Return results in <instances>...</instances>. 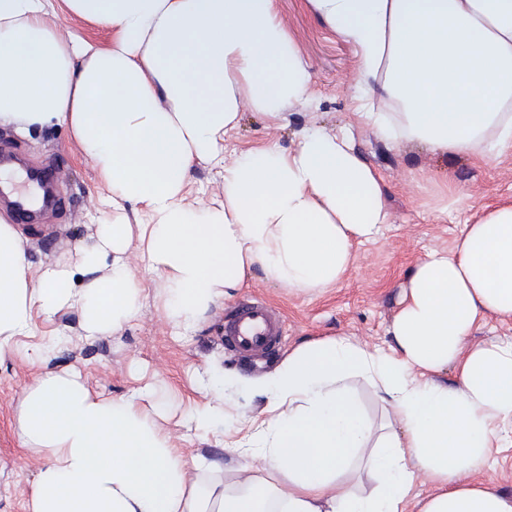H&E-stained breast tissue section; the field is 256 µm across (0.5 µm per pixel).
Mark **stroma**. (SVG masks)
Returning <instances> with one entry per match:
<instances>
[{"mask_svg":"<svg viewBox=\"0 0 512 512\" xmlns=\"http://www.w3.org/2000/svg\"><path fill=\"white\" fill-rule=\"evenodd\" d=\"M278 10L310 65L315 101L275 123L243 107L226 137L224 156L231 161L268 142L290 150L303 131L347 129L356 150L383 179L389 218L381 234L355 243L341 279L318 290H292L269 279L260 267H252L242 288L204 314L189 341L173 336L160 308V281L144 271L134 242L127 249L129 269L144 288L143 313L137 321L109 336L84 342L78 338V309L50 320L40 315L34 318L36 336L66 338L51 355L49 368L80 370L93 392L117 400L146 385L165 384L169 398L159 423L186 455L212 462L211 470L197 475L202 485L240 465L232 446L246 434L250 420L264 418L268 399L259 385L282 363L277 357L253 368L225 351L220 328L226 308L249 296L279 307L286 319L284 355L304 343L329 337L348 339L369 352H391L395 346L391 325L402 306L409 271L430 252L452 251L464 226L475 223L486 204L512 202V154L480 165L463 156L434 153L419 142L381 139L360 117L353 99L360 80L355 49L318 23L304 0H278ZM0 149L51 174L56 184L58 207L43 211L36 220H23L0 203V215L27 238L32 267L77 263L81 247L95 238L99 223L108 218L100 204L106 189L93 160L64 127L28 135L0 127ZM215 365L233 375L237 383L225 392L223 424L216 433L201 435L190 430L189 417L195 407L206 403L200 379ZM34 374V368L19 357L0 364V512H25L41 465L40 456L20 447L12 430Z\"/></svg>","mask_w":512,"mask_h":512,"instance_id":"obj_1","label":"stroma"}]
</instances>
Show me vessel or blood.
Wrapping results in <instances>:
<instances>
[{
    "instance_id": "1",
    "label": "vessel or blood",
    "mask_w": 512,
    "mask_h": 512,
    "mask_svg": "<svg viewBox=\"0 0 512 512\" xmlns=\"http://www.w3.org/2000/svg\"><path fill=\"white\" fill-rule=\"evenodd\" d=\"M0 194L11 196L20 212L27 210L35 199L30 184L22 180L0 178ZM282 337V319L264 300L254 297L240 301L224 315V348L240 357L277 355Z\"/></svg>"
}]
</instances>
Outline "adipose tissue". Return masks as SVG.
I'll use <instances>...</instances> for the list:
<instances>
[{"label": "adipose tissue", "instance_id": "obj_1", "mask_svg": "<svg viewBox=\"0 0 512 512\" xmlns=\"http://www.w3.org/2000/svg\"><path fill=\"white\" fill-rule=\"evenodd\" d=\"M112 29L110 48L61 34L49 0H0V127H68L111 192L112 219L77 264L32 269L26 239L0 217V364L33 331V315L76 308L85 339L141 314L140 260L165 290L176 335L196 333L210 306L252 266L296 290L337 282L353 240L388 221L382 179L342 134L307 130L293 150L274 142L224 161V137L243 105L277 119L311 99L308 64L277 0H68ZM314 16L358 50L362 86L380 84L395 112L365 111L389 141L487 163L512 153V0H307ZM224 167V200L185 205L194 162ZM137 222L129 224L126 209ZM512 318V203L466 225L453 254L413 268L392 324L394 353L344 339L305 343L261 386L257 429L265 462L200 488L154 421L167 400L153 387L119 401L79 372L44 364L61 337L27 350L42 371L13 427L43 464L26 512H403L417 475L435 487L421 512H512V496L474 484L512 433V341L467 347L486 313ZM455 367L448 386L426 381ZM377 388L398 429L379 433L349 381ZM223 370L203 382L209 401L195 432L224 422ZM379 484L357 488L361 473Z\"/></svg>", "mask_w": 512, "mask_h": 512}]
</instances>
